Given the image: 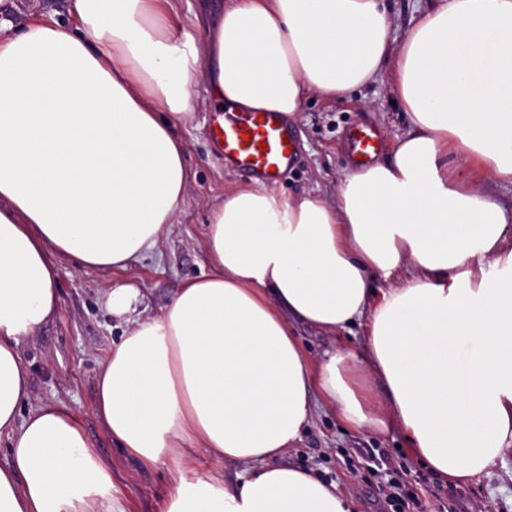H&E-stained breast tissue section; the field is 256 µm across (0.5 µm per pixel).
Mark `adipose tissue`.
Instances as JSON below:
<instances>
[{"label": "adipose tissue", "instance_id": "1", "mask_svg": "<svg viewBox=\"0 0 512 512\" xmlns=\"http://www.w3.org/2000/svg\"><path fill=\"white\" fill-rule=\"evenodd\" d=\"M0 44V512H128L112 465L60 402L28 406L20 344L59 310V263L127 269L173 225L188 181L179 127L196 86L231 112L289 116L390 73L408 119L391 159L345 176L335 204L264 184L209 209L212 273L124 322L95 381L106 434L165 466V512H352L285 464L315 407L350 430L402 432L466 483L512 452V0H443L392 47L382 0H229L175 25L176 0H72ZM394 69H387L390 55ZM476 161L482 180L452 171ZM362 351L311 363L293 326ZM234 463L233 484L201 471Z\"/></svg>", "mask_w": 512, "mask_h": 512}]
</instances>
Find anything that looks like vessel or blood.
<instances>
[{
	"label": "vessel or blood",
	"instance_id": "obj_1",
	"mask_svg": "<svg viewBox=\"0 0 512 512\" xmlns=\"http://www.w3.org/2000/svg\"><path fill=\"white\" fill-rule=\"evenodd\" d=\"M210 137L226 164L268 183L285 176L296 156V137L277 112L216 113ZM380 146L381 136L373 127L361 125L350 133V149L357 166L371 163Z\"/></svg>",
	"mask_w": 512,
	"mask_h": 512
}]
</instances>
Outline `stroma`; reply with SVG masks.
I'll use <instances>...</instances> for the list:
<instances>
[{
	"instance_id": "obj_1",
	"label": "stroma",
	"mask_w": 512,
	"mask_h": 512,
	"mask_svg": "<svg viewBox=\"0 0 512 512\" xmlns=\"http://www.w3.org/2000/svg\"><path fill=\"white\" fill-rule=\"evenodd\" d=\"M73 23L69 0H0V42H6L34 21ZM193 120L180 127L186 146L189 180L181 213L170 232L151 253L118 272L62 264L58 282L60 311L20 346L30 372V404L60 402L81 422L88 440L112 464V478L127 490L132 512H162L171 491L166 469H143L104 432L94 413V378L113 340L122 333L119 319L105 306L112 284L126 280L141 290L143 317L158 316L178 288L210 273L205 252L207 206L225 192L247 186V177L230 166L214 147L209 129L212 106L204 86L194 92ZM388 78L336 100L307 96L289 122L298 138L295 163L280 183L287 196L306 192L335 202L336 186L354 165L349 134L353 127L379 130L378 161H387L398 137L409 125ZM296 331L311 360H320L334 344L359 349L366 341L364 326L333 339L300 325ZM290 465L315 470L350 494L354 512H391L378 491L398 480L420 505L414 512H512V454L472 481L453 485L440 480L414 459L398 430L354 432L345 429L335 411L315 413L303 439L284 457Z\"/></svg>"
}]
</instances>
